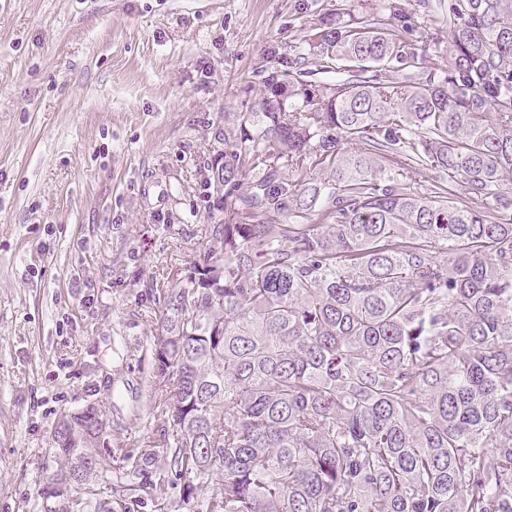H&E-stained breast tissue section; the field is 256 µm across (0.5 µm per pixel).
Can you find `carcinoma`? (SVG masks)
Returning a JSON list of instances; mask_svg holds the SVG:
<instances>
[{
	"mask_svg": "<svg viewBox=\"0 0 512 512\" xmlns=\"http://www.w3.org/2000/svg\"><path fill=\"white\" fill-rule=\"evenodd\" d=\"M381 2L309 32L336 83L264 76L163 292L151 444L65 416L42 512H165L171 474L205 512H512V0H448L431 66Z\"/></svg>",
	"mask_w": 512,
	"mask_h": 512,
	"instance_id": "obj_1",
	"label": "carcinoma"
}]
</instances>
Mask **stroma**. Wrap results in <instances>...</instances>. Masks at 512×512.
<instances>
[{
	"instance_id": "obj_1",
	"label": "stroma",
	"mask_w": 512,
	"mask_h": 512,
	"mask_svg": "<svg viewBox=\"0 0 512 512\" xmlns=\"http://www.w3.org/2000/svg\"><path fill=\"white\" fill-rule=\"evenodd\" d=\"M448 54V0H403ZM378 0H0V512H38L62 413L152 433L149 344L173 267L222 221L202 198L265 72L325 15Z\"/></svg>"
}]
</instances>
